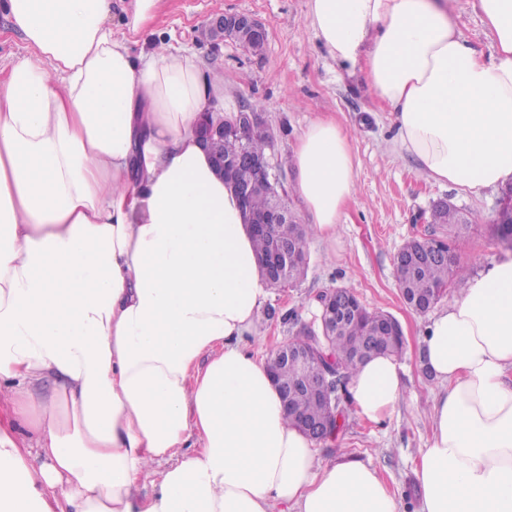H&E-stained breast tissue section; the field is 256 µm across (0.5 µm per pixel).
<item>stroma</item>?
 <instances>
[{"instance_id": "stroma-1", "label": "stroma", "mask_w": 512, "mask_h": 512, "mask_svg": "<svg viewBox=\"0 0 512 512\" xmlns=\"http://www.w3.org/2000/svg\"><path fill=\"white\" fill-rule=\"evenodd\" d=\"M474 0H458L456 26L483 58L493 52V34ZM308 0H163L153 23L155 33L176 48L193 49L203 67L224 73V102L230 111L254 106L275 139V172L282 195L300 223H307L296 195L290 148L303 128L320 116L336 120L349 134L356 187L336 227V239L308 238L305 276L287 287L271 289L261 313L260 335L248 338V351L269 357L291 339L298 324L313 321L317 297L325 289L353 286L371 310L394 316L406 344L401 363L404 389L391 414L380 422L359 418L353 406L336 439L317 444L321 460L345 453L377 469L396 495L401 512H420L414 469L431 434L430 409L440 383L425 375L419 339L431 319L403 301L395 277V257L413 238L447 236L430 224L434 203L446 199L468 211L472 224L456 242L464 271L505 257L494 222L499 190L475 196L421 173L415 160L397 147L394 116L372 93L363 74L347 75L320 44L307 24ZM247 13L268 33L256 56L238 43L213 46L200 32L216 14Z\"/></svg>"}]
</instances>
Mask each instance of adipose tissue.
I'll return each instance as SVG.
<instances>
[{
    "label": "adipose tissue",
    "mask_w": 512,
    "mask_h": 512,
    "mask_svg": "<svg viewBox=\"0 0 512 512\" xmlns=\"http://www.w3.org/2000/svg\"><path fill=\"white\" fill-rule=\"evenodd\" d=\"M161 0H6L33 48L0 78V512H400L370 464L323 462L245 352L268 299L253 234L196 135L224 74L130 35ZM457 0H309L307 22L395 110L423 173L473 195L512 183V0H477L485 60ZM293 185L332 240L355 190L349 137L318 118ZM442 385L415 476L420 512H512V259L467 275L426 326ZM404 368L349 384L380 421ZM474 0H458L456 26L461 35L486 60L493 52V34L483 23L482 15L473 7Z\"/></svg>",
    "instance_id": "1"
}]
</instances>
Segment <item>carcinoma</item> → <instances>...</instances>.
Masks as SVG:
<instances>
[{"mask_svg": "<svg viewBox=\"0 0 512 512\" xmlns=\"http://www.w3.org/2000/svg\"><path fill=\"white\" fill-rule=\"evenodd\" d=\"M246 139L248 147L254 152L266 153L274 148L273 134L264 124L256 129H247ZM277 193L278 188L269 184L260 188L252 199V210L262 212L272 207L277 201ZM461 218L458 207L450 204L447 210L437 215L434 223L441 226L446 224L448 231L459 235L467 228V225L461 223ZM273 235L291 240L297 261L283 274L282 279L288 285L293 284L304 275L307 265L308 231L298 223L277 224L273 228ZM448 251L453 253L451 260H434L428 257L427 241L417 238L408 241L401 248L403 260L395 263L400 290L411 299L439 301L447 291L448 284L461 278L456 248L450 246ZM342 290L353 301V309L340 314L336 318V329L321 337L323 350L333 357L336 364V403L304 389L303 379L307 374L314 375L313 370L306 371L291 362L287 364L274 353L268 359V366L273 369L279 388L288 391V415L292 423L307 419L322 426L329 424L334 436L341 429V403L347 396L348 383L353 373L365 363V355L378 348L399 357L404 350V343L399 339L390 336L373 337L377 324L386 317L385 313L367 310L353 287L344 285Z\"/></svg>", "mask_w": 512, "mask_h": 512, "instance_id": "carcinoma-1", "label": "carcinoma"}]
</instances>
